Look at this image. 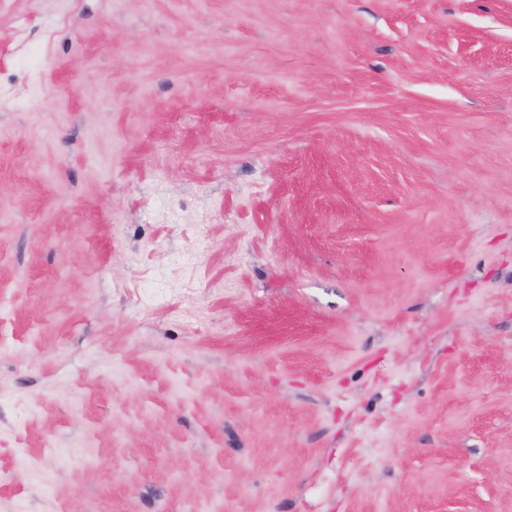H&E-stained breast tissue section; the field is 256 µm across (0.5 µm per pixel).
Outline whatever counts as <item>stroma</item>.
<instances>
[{
  "instance_id": "stroma-1",
  "label": "stroma",
  "mask_w": 512,
  "mask_h": 512,
  "mask_svg": "<svg viewBox=\"0 0 512 512\" xmlns=\"http://www.w3.org/2000/svg\"><path fill=\"white\" fill-rule=\"evenodd\" d=\"M512 512V0H0V512Z\"/></svg>"
}]
</instances>
